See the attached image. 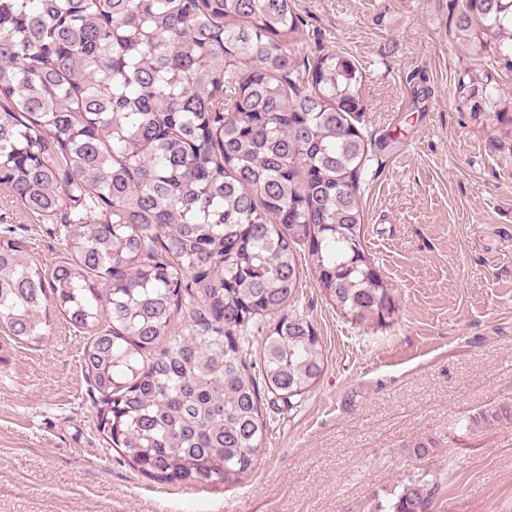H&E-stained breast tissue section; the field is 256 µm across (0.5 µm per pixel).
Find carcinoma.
I'll use <instances>...</instances> for the list:
<instances>
[{
  "mask_svg": "<svg viewBox=\"0 0 512 512\" xmlns=\"http://www.w3.org/2000/svg\"><path fill=\"white\" fill-rule=\"evenodd\" d=\"M301 26L293 0H0V185L62 246L46 270L0 234V331L39 344L56 313L88 334L97 431L158 483H241L259 386L291 406L324 373L314 326L285 312L297 247L342 317L395 313L361 238L363 73L299 62ZM453 28L512 72V0H461ZM456 91L478 123L512 112L486 71ZM275 314L257 363L244 332ZM436 491L409 478L376 512H429Z\"/></svg>",
  "mask_w": 512,
  "mask_h": 512,
  "instance_id": "cac0c4a2",
  "label": "carcinoma"
}]
</instances>
